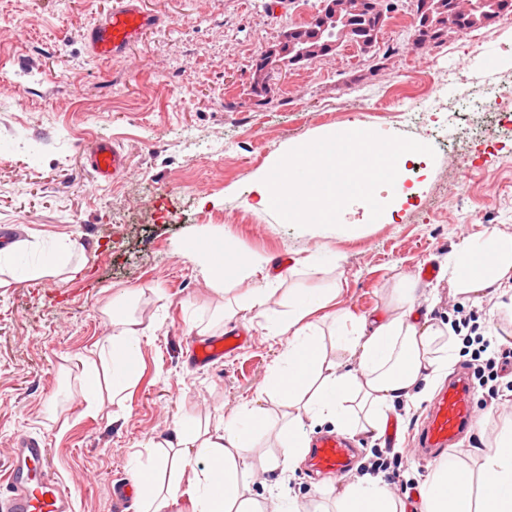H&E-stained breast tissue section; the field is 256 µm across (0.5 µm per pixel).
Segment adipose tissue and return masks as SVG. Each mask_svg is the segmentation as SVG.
<instances>
[{
  "instance_id": "1",
  "label": "adipose tissue",
  "mask_w": 512,
  "mask_h": 512,
  "mask_svg": "<svg viewBox=\"0 0 512 512\" xmlns=\"http://www.w3.org/2000/svg\"><path fill=\"white\" fill-rule=\"evenodd\" d=\"M421 159L418 144L383 140L354 127L285 152L269 170L252 176L251 194L256 208L275 212L282 223L333 224L353 205L369 216L397 209L409 168ZM215 245L212 239L183 245L214 287L253 277L267 264L236 249L218 255ZM51 252V262L26 270V277L84 271V251L72 238L55 239ZM442 275L455 293L476 303L493 299L499 312L512 313V233L491 228L465 238ZM401 282L402 316L370 322L348 312L337 318V335L357 358L353 373L329 361L318 338L315 316L335 299V288L293 297L287 317L275 328L288 344L268 380L267 392L280 409L300 408L312 419L333 423L341 434L374 430L392 403L417 383L436 384L447 376L456 353L437 346L442 329L417 312V280L406 275ZM100 294L112 333L84 361L86 409L92 413L122 406L140 369V336L128 313L131 292L104 288ZM286 379L292 380L291 388H283ZM272 430L280 451L267 458L265 469H292L311 442L300 416L279 423L270 410L246 402L215 424L181 428L156 464L133 462L142 490L139 512H167L182 492L192 497L196 512H265V502L248 495L240 480L253 471L251 448ZM459 470L451 460L436 467L421 491L424 512H512V424L483 450L481 494H474L472 485L454 483ZM335 506L336 512H399L380 480L348 484L337 493Z\"/></svg>"
}]
</instances>
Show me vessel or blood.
Listing matches in <instances>:
<instances>
[{"label": "vessel or blood", "instance_id": "1", "mask_svg": "<svg viewBox=\"0 0 512 512\" xmlns=\"http://www.w3.org/2000/svg\"><path fill=\"white\" fill-rule=\"evenodd\" d=\"M141 0H114L104 21L83 34L92 58L111 60L124 57L133 42L146 29L157 25L156 16L146 13ZM85 164L94 184L108 183L124 177L126 159L116 145L98 143L85 155ZM239 337L228 333L194 344L195 363L210 364L237 348ZM472 388L466 377H459L435 400L427 414L426 424L415 443L408 448L410 457H424L427 450L454 446L476 420L471 403ZM15 462L6 474H0L5 492L0 495V512H73V496L60 485L43 461L47 451L37 439L26 437L16 443ZM353 454L350 443L328 435L315 444L309 459L312 472L342 475Z\"/></svg>", "mask_w": 512, "mask_h": 512}]
</instances>
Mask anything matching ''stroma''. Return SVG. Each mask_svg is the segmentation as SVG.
I'll list each match as a JSON object with an SVG mask.
<instances>
[{"instance_id":"obj_1","label":"stroma","mask_w":512,"mask_h":512,"mask_svg":"<svg viewBox=\"0 0 512 512\" xmlns=\"http://www.w3.org/2000/svg\"><path fill=\"white\" fill-rule=\"evenodd\" d=\"M113 0H0V226L21 239L68 235L84 249L83 276H50L0 289V469L15 441L43 440L47 464L73 494L75 512H116L111 484L131 473V459L152 463L158 442L178 426L214 421L243 400L273 407L262 388L287 339L270 324L288 309L290 289L335 287L319 323L329 360L348 362L332 315L374 320L402 313L398 288L423 265L441 268L466 237L488 228L512 232V129L483 111L486 98L512 93V19L477 30L473 41L449 37L414 47V7L400 0L371 54L349 45L323 59L282 66L267 104L251 93L257 58L288 27L312 19L319 0H142L159 19L121 58L88 56L84 31ZM442 91L452 120L433 128L425 112ZM415 103L417 118L395 117ZM358 126L423 143L427 158L416 194L393 222L347 214L340 224H284L250 208L251 176L289 147ZM113 142L128 156V175L91 187L82 154ZM205 197L222 199L218 208ZM224 235L245 254L269 258L282 276L268 319L236 318L217 335L243 333L244 345L220 362L190 358L198 327L223 305L244 302L252 280L214 290L180 244L202 232ZM315 257L318 270L292 269ZM133 291L143 332L141 373L124 407L85 414L82 358L107 336L100 291ZM419 312L453 336L458 312L479 313L480 332L510 350L496 384L512 397V326L500 328L491 302L453 295L440 279L420 280ZM475 349L459 344L451 374H468L474 408L493 431L496 413ZM439 387L395 401L389 416L403 433L350 435L358 448L350 470L318 484L305 466L261 471L247 479L259 499L286 496L297 512H333L337 490L362 477L377 458L386 484L404 488L400 512H421L420 491L436 464L404 455Z\"/></svg>"}]
</instances>
